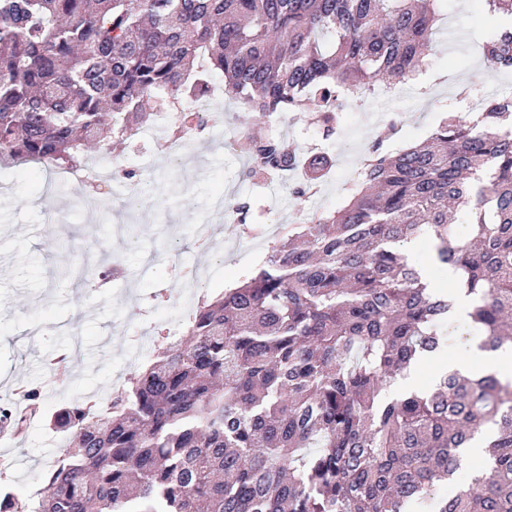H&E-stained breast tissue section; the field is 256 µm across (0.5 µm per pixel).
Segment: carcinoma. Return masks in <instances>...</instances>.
I'll list each match as a JSON object with an SVG mask.
<instances>
[{
	"mask_svg": "<svg viewBox=\"0 0 512 512\" xmlns=\"http://www.w3.org/2000/svg\"><path fill=\"white\" fill-rule=\"evenodd\" d=\"M512 19V0H482ZM438 0H0V161L74 169L98 134L127 139L170 98L216 79L242 124L315 112L331 98L394 89L429 64ZM512 72V27L483 44ZM380 128L344 206L274 242L236 287L197 304L179 335L133 370L109 405L53 415L64 448L49 492L12 512H512V380L458 371L430 393L387 399L393 380L438 353L448 292L401 247L429 233L458 271L481 349L512 343V94L479 116L449 111L426 143L395 154ZM246 175L329 166L278 136H246ZM476 216L450 236L453 209ZM25 408L0 405L24 429ZM484 473L433 497L486 426Z\"/></svg>",
	"mask_w": 512,
	"mask_h": 512,
	"instance_id": "obj_1",
	"label": "carcinoma"
}]
</instances>
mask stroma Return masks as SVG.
<instances>
[{
    "label": "stroma",
    "mask_w": 512,
    "mask_h": 512,
    "mask_svg": "<svg viewBox=\"0 0 512 512\" xmlns=\"http://www.w3.org/2000/svg\"><path fill=\"white\" fill-rule=\"evenodd\" d=\"M440 9L442 31L432 55L439 82L407 84L393 101L372 99L355 115L341 113L337 132L328 139L315 113L286 114L278 136L304 153L320 148L331 160L314 195H297L293 175L273 194L245 176L250 159L242 150L239 108L225 96L223 123L184 147L195 158L192 166L171 170L161 154L135 150L128 142L113 143L111 153L98 156L114 187L127 186L124 171L148 174L147 198L137 213L127 209L125 197L113 194L88 209L85 192L63 180L59 170L1 165L0 390L42 385L46 358L69 348L67 330L73 327L82 340L80 362L71 367L66 388L44 408L50 412L78 398H106L131 371L135 345H154L182 329L184 318L171 315L174 303L193 305L199 296L235 287L259 269L269 243L299 217L342 205L376 126L396 121L397 133L385 145L396 151L426 139L460 90L490 98L497 85L512 84V73H490L481 56V42L498 23L481 0H440ZM222 192L248 203L245 221L228 222L212 209V199ZM93 242L94 262H120L122 276L91 288L62 279L59 266L82 264L83 250ZM190 266L204 272L193 287L182 276ZM31 321L42 326L32 345L21 337ZM8 445L22 468L0 473V488L24 498L43 487L63 439L39 417Z\"/></svg>",
    "instance_id": "stroma-1"
}]
</instances>
